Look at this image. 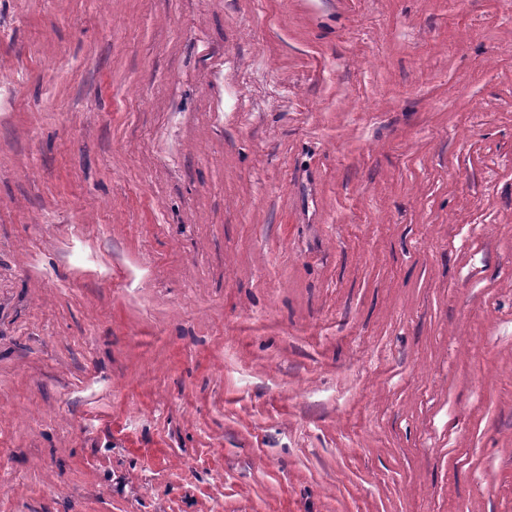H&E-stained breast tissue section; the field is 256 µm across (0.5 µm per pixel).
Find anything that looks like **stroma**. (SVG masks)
<instances>
[{
	"label": "stroma",
	"instance_id": "obj_1",
	"mask_svg": "<svg viewBox=\"0 0 512 512\" xmlns=\"http://www.w3.org/2000/svg\"><path fill=\"white\" fill-rule=\"evenodd\" d=\"M0 21V512H512V0Z\"/></svg>",
	"mask_w": 512,
	"mask_h": 512
}]
</instances>
